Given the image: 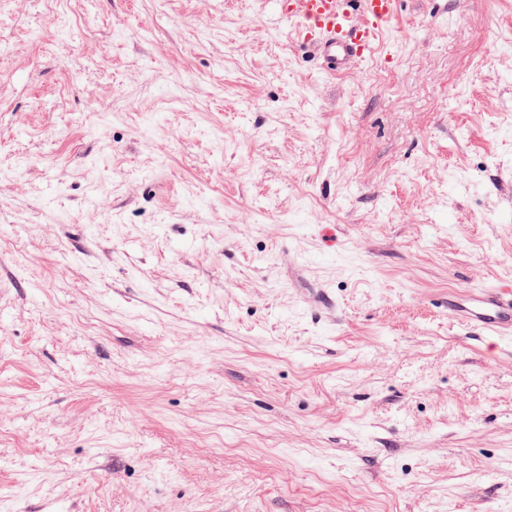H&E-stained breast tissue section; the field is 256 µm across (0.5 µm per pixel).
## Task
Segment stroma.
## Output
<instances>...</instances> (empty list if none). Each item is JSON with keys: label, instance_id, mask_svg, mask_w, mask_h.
<instances>
[{"label": "stroma", "instance_id": "obj_1", "mask_svg": "<svg viewBox=\"0 0 512 512\" xmlns=\"http://www.w3.org/2000/svg\"><path fill=\"white\" fill-rule=\"evenodd\" d=\"M285 28L0 0V512H512V0ZM287 22L297 42H321L341 71L350 60L375 51L386 28L395 20L400 0H285ZM448 316L469 329L512 335V285L466 289L448 296Z\"/></svg>", "mask_w": 512, "mask_h": 512}]
</instances>
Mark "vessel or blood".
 <instances>
[{
  "label": "vessel or blood",
  "instance_id": "b4317fda",
  "mask_svg": "<svg viewBox=\"0 0 512 512\" xmlns=\"http://www.w3.org/2000/svg\"><path fill=\"white\" fill-rule=\"evenodd\" d=\"M400 0H288L297 41L321 43L334 70L375 51L395 20ZM448 314L469 329L512 335V286L491 285L449 295Z\"/></svg>",
  "mask_w": 512,
  "mask_h": 512
}]
</instances>
